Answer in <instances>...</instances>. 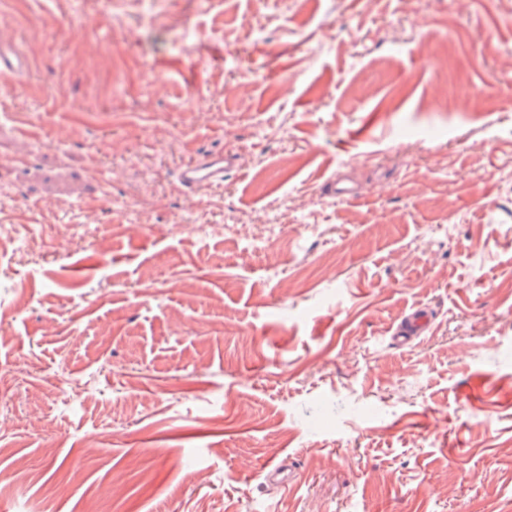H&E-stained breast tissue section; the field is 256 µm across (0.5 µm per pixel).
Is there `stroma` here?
<instances>
[{
  "mask_svg": "<svg viewBox=\"0 0 512 512\" xmlns=\"http://www.w3.org/2000/svg\"><path fill=\"white\" fill-rule=\"evenodd\" d=\"M0 36V512H512V0ZM227 164L224 152L205 155L182 167L178 173L177 183L186 193H196L220 185L224 183V170Z\"/></svg>",
  "mask_w": 512,
  "mask_h": 512,
  "instance_id": "stroma-1",
  "label": "stroma"
}]
</instances>
